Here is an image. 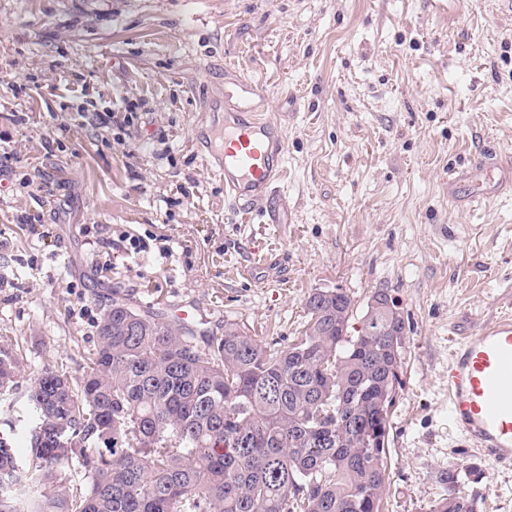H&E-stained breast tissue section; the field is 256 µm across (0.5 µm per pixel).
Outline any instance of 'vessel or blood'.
Listing matches in <instances>:
<instances>
[{
	"instance_id": "b4317fda",
	"label": "vessel or blood",
	"mask_w": 512,
	"mask_h": 512,
	"mask_svg": "<svg viewBox=\"0 0 512 512\" xmlns=\"http://www.w3.org/2000/svg\"><path fill=\"white\" fill-rule=\"evenodd\" d=\"M257 89L245 83L237 91L231 122L224 125V150L212 153L211 164L224 181V194L242 211L264 204L267 223H279L283 205L278 195L287 140L279 120L263 116L256 106ZM512 176V159L482 164L476 187L459 193L449 181L451 200L475 202L485 189ZM448 416L466 440L494 463L512 460V318L482 326L459 340L448 360Z\"/></svg>"
}]
</instances>
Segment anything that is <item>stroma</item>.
Here are the masks:
<instances>
[{
	"label": "stroma",
	"instance_id": "stroma-1",
	"mask_svg": "<svg viewBox=\"0 0 512 512\" xmlns=\"http://www.w3.org/2000/svg\"><path fill=\"white\" fill-rule=\"evenodd\" d=\"M232 78L285 130L277 224L234 210L196 141ZM491 152L512 156L506 0H0V338L77 378L96 289L267 341L313 289L388 290L410 330L383 512H429L473 461L477 512H512V462L454 429L445 387L452 340L512 315V185L448 200Z\"/></svg>",
	"mask_w": 512,
	"mask_h": 512
}]
</instances>
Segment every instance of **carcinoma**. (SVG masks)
Instances as JSON below:
<instances>
[{
	"instance_id": "carcinoma-1",
	"label": "carcinoma",
	"mask_w": 512,
	"mask_h": 512,
	"mask_svg": "<svg viewBox=\"0 0 512 512\" xmlns=\"http://www.w3.org/2000/svg\"><path fill=\"white\" fill-rule=\"evenodd\" d=\"M340 288L305 299L276 347L224 320L197 334L120 288L82 376L0 340V409L30 454L0 438V512H380L406 324ZM354 429L329 442L336 424ZM78 464L79 485L68 471ZM430 512H476L458 469Z\"/></svg>"
}]
</instances>
